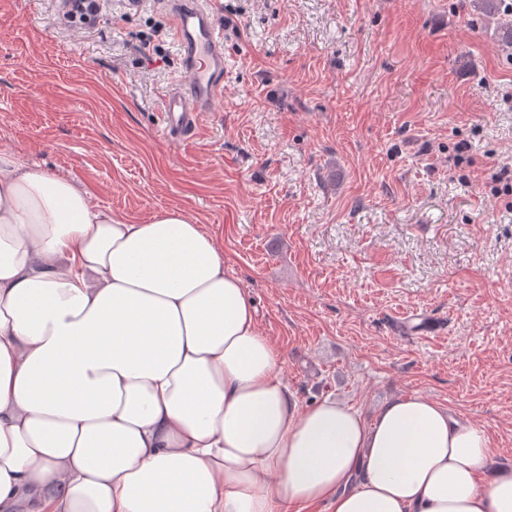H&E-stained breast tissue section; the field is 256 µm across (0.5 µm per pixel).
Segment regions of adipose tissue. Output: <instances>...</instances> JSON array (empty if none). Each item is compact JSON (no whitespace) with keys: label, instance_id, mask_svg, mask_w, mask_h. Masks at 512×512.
<instances>
[{"label":"adipose tissue","instance_id":"adipose-tissue-1","mask_svg":"<svg viewBox=\"0 0 512 512\" xmlns=\"http://www.w3.org/2000/svg\"><path fill=\"white\" fill-rule=\"evenodd\" d=\"M224 252L0 152V512H512L486 432L417 393L301 405Z\"/></svg>","mask_w":512,"mask_h":512}]
</instances>
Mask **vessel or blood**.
<instances>
[{
	"mask_svg": "<svg viewBox=\"0 0 512 512\" xmlns=\"http://www.w3.org/2000/svg\"><path fill=\"white\" fill-rule=\"evenodd\" d=\"M180 56L181 76L167 92L161 114L175 140L197 135L204 116L224 94V37L212 0H166Z\"/></svg>",
	"mask_w": 512,
	"mask_h": 512,
	"instance_id": "obj_1",
	"label": "vessel or blood"
}]
</instances>
